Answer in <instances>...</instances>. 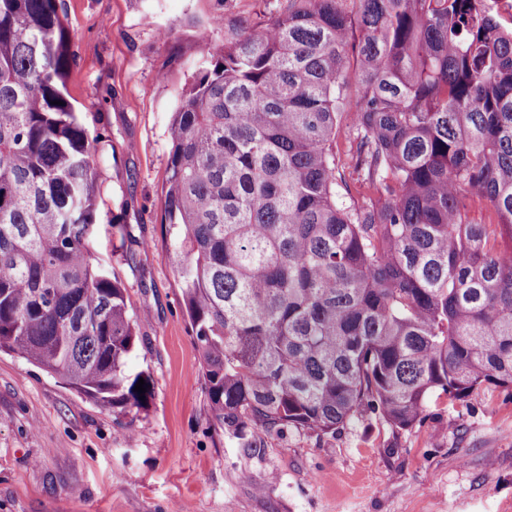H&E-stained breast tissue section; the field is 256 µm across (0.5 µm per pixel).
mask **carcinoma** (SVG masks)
<instances>
[{
	"label": "carcinoma",
	"mask_w": 512,
	"mask_h": 512,
	"mask_svg": "<svg viewBox=\"0 0 512 512\" xmlns=\"http://www.w3.org/2000/svg\"><path fill=\"white\" fill-rule=\"evenodd\" d=\"M277 2L202 53L164 195L213 419L247 453L369 413L407 429L433 400L512 388L497 0ZM72 62L57 0H0V351L139 411L138 317L87 249L97 186ZM347 173L376 200L338 198Z\"/></svg>",
	"instance_id": "obj_1"
}]
</instances>
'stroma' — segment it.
Masks as SVG:
<instances>
[{
    "instance_id": "obj_1",
    "label": "stroma",
    "mask_w": 512,
    "mask_h": 512,
    "mask_svg": "<svg viewBox=\"0 0 512 512\" xmlns=\"http://www.w3.org/2000/svg\"><path fill=\"white\" fill-rule=\"evenodd\" d=\"M67 91L90 133L93 259L121 280L150 371L147 409L113 413L0 352V512H512V392L482 385L397 429L375 414L336 433L289 429L244 454L213 425L161 224L170 127L217 14L276 0H60ZM170 31L160 40V31Z\"/></svg>"
}]
</instances>
